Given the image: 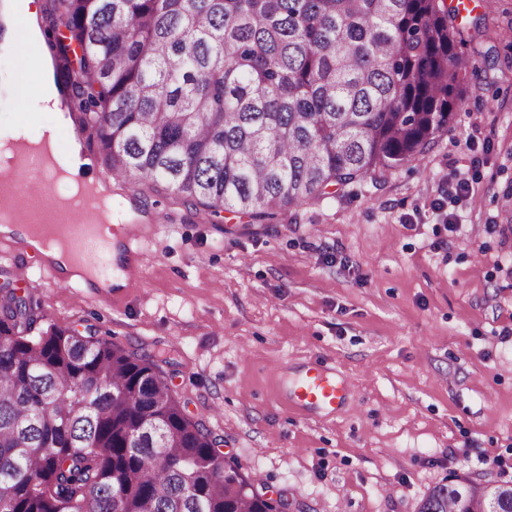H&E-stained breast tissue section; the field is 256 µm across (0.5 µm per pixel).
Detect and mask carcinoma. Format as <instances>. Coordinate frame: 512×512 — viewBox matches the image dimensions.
Here are the masks:
<instances>
[{
    "label": "carcinoma",
    "instance_id": "cac0c4a2",
    "mask_svg": "<svg viewBox=\"0 0 512 512\" xmlns=\"http://www.w3.org/2000/svg\"><path fill=\"white\" fill-rule=\"evenodd\" d=\"M62 4L108 173L261 222L415 158L480 69L446 0ZM39 320L0 302V512H280L153 363ZM419 512L484 510L448 478Z\"/></svg>",
    "mask_w": 512,
    "mask_h": 512
}]
</instances>
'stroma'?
Here are the masks:
<instances>
[{"instance_id":"obj_1","label":"stroma","mask_w":512,"mask_h":512,"mask_svg":"<svg viewBox=\"0 0 512 512\" xmlns=\"http://www.w3.org/2000/svg\"><path fill=\"white\" fill-rule=\"evenodd\" d=\"M459 24L463 52L486 62L410 162L269 224L131 178L111 188L112 221L146 232L143 278L73 288L40 256L0 251V288L45 325L149 356L185 415L288 512H418L451 476L512 484V0ZM33 71L0 58V128L52 121L18 98ZM311 362L351 384L335 412L283 401Z\"/></svg>"}]
</instances>
